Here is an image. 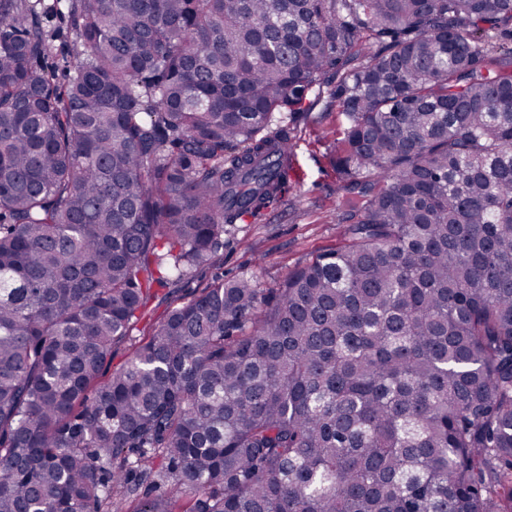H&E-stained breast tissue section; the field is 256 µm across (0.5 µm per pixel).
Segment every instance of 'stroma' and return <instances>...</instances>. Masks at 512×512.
<instances>
[{"label":"stroma","instance_id":"stroma-1","mask_svg":"<svg viewBox=\"0 0 512 512\" xmlns=\"http://www.w3.org/2000/svg\"><path fill=\"white\" fill-rule=\"evenodd\" d=\"M293 127L288 188L280 200L226 233L213 266L198 269L178 287H154L143 318L113 348L103 377L124 365L173 306L199 296L215 273L248 274L272 289L288 272L346 242L352 219L342 205L344 183L332 161L343 131L335 102L325 93L311 95Z\"/></svg>","mask_w":512,"mask_h":512}]
</instances>
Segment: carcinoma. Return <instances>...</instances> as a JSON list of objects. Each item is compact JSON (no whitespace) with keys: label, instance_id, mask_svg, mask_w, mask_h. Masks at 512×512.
I'll use <instances>...</instances> for the list:
<instances>
[{"label":"carcinoma","instance_id":"obj_1","mask_svg":"<svg viewBox=\"0 0 512 512\" xmlns=\"http://www.w3.org/2000/svg\"><path fill=\"white\" fill-rule=\"evenodd\" d=\"M74 39L61 89L46 22ZM512 0H0V512H512ZM336 78L347 243L153 285ZM492 42L495 46L494 51L485 56L483 65L491 68H499L502 67L503 61L507 60L510 62L509 52L512 48V36L508 30L503 31L496 35Z\"/></svg>","mask_w":512,"mask_h":512}]
</instances>
